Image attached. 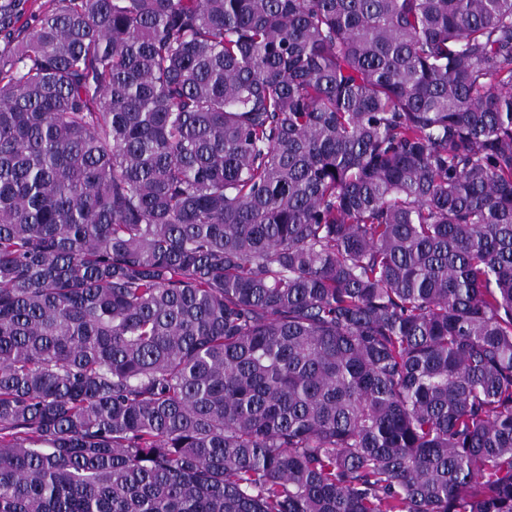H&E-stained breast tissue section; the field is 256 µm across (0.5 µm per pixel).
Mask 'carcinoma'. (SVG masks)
<instances>
[{"label": "carcinoma", "mask_w": 512, "mask_h": 512, "mask_svg": "<svg viewBox=\"0 0 512 512\" xmlns=\"http://www.w3.org/2000/svg\"><path fill=\"white\" fill-rule=\"evenodd\" d=\"M0 0V512H512V0Z\"/></svg>", "instance_id": "cac0c4a2"}]
</instances>
